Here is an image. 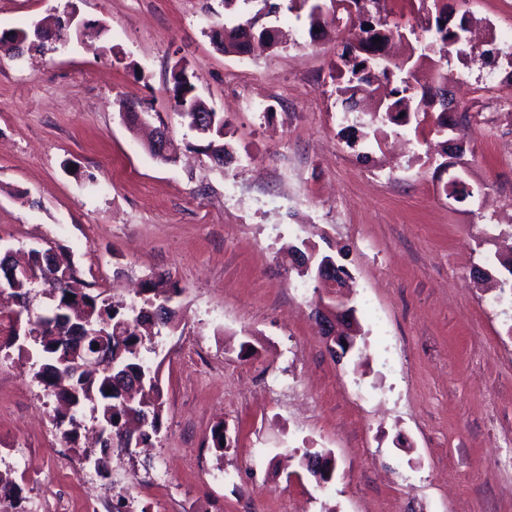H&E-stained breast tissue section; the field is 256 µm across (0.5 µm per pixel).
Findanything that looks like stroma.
<instances>
[{
	"label": "stroma",
	"instance_id": "35a3bbf8",
	"mask_svg": "<svg viewBox=\"0 0 512 512\" xmlns=\"http://www.w3.org/2000/svg\"><path fill=\"white\" fill-rule=\"evenodd\" d=\"M311 32L307 9L281 10L287 40L247 55L218 50L213 28L248 8L222 0H0V32L71 19L65 44L16 55L0 46V250L66 249L89 292L129 302L140 280L182 289L174 326L142 350L165 406L151 451L109 453L105 481L146 476L136 512H512V310L475 267L512 248V80L486 81L488 23L512 33V0H449L475 52L451 59L448 93L466 111L462 153L441 156L432 118L380 142L348 145L336 102L346 35L330 0ZM227 123L231 164L214 163L174 109L171 70ZM148 110L177 146L145 150L123 102ZM483 185L480 206L448 203L441 163ZM336 255L361 326L331 356L311 316L309 282L289 246ZM250 342L252 353L240 351ZM31 357L0 360V473L23 512L80 506L69 464L89 448L45 422ZM223 426L226 446L211 434ZM331 453L328 482L290 449Z\"/></svg>",
	"mask_w": 512,
	"mask_h": 512
}]
</instances>
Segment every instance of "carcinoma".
Returning <instances> with one entry per match:
<instances>
[{
    "instance_id": "carcinoma-1",
    "label": "carcinoma",
    "mask_w": 512,
    "mask_h": 512,
    "mask_svg": "<svg viewBox=\"0 0 512 512\" xmlns=\"http://www.w3.org/2000/svg\"><path fill=\"white\" fill-rule=\"evenodd\" d=\"M366 0H336L342 7L350 24V41L341 53L342 64L336 66V100L342 110L352 112L358 100L375 91L381 80L395 79V87L388 96L378 100L371 120L362 124L378 134L380 128L389 123L407 126L419 115H428L437 107V89L448 82V75L431 56L434 43H442L440 51L449 56L454 52L464 53L465 43L459 36L467 30V20L454 21L448 14L447 0H432L435 17L427 21L424 32L430 40L422 42L419 52L412 57L392 63L382 57L383 47L390 39L403 36L401 27L390 23L387 16H365L362 3ZM310 5L311 23L318 22L322 11L319 0H285L273 3L270 12L292 9V5ZM240 25L224 27V52L245 53L253 47L240 41ZM174 84V107L187 122L189 128L207 141L205 149L213 159L224 163L233 155L230 145L224 141L226 123L224 113L205 112L200 97L190 92L181 74L172 75ZM302 257L314 256L311 265L296 266L299 277L311 282L318 298L329 291L327 282L336 280L324 268L336 265V257L329 253L315 255L301 250L294 251ZM57 259L61 268L47 262L34 264L33 274L18 275L12 284V296L19 307L17 314H26L28 336L25 345L18 350L34 352L40 365L46 367L35 378L45 395L56 401H67L77 411L89 406L95 414L96 426L112 435V446L123 451L134 445L146 444L157 435L164 411L163 391L157 371L146 364L141 356L142 348L154 334H143L140 327L152 322L151 316L160 315L155 326L172 325L177 316L175 298L181 289L177 283L164 277H150L143 282L141 304L121 309L108 302L98 293L86 291V283L80 279L71 256L60 249ZM487 268L479 270L484 277L495 282L499 297L512 298V258L485 259ZM51 301L43 309L33 308L37 294ZM92 323L96 335L112 338L113 347L122 349L112 356V373L88 375L82 371L81 360L92 344L95 335L89 336L87 345L80 344L83 335L77 328L86 322ZM55 424L64 440L72 442L77 435V420L71 416H55Z\"/></svg>"
}]
</instances>
